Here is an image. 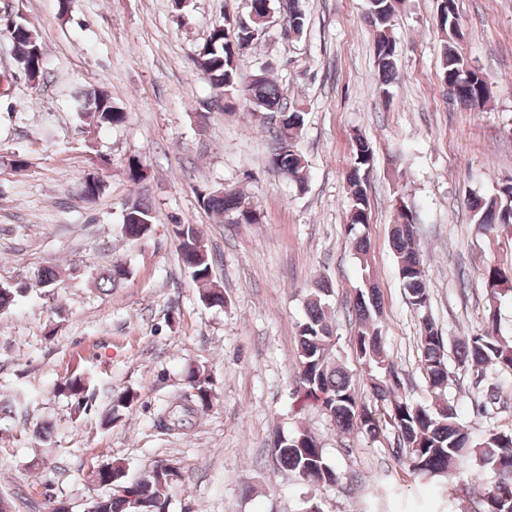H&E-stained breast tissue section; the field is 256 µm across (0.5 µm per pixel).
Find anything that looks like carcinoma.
<instances>
[{
	"label": "carcinoma",
	"instance_id": "1",
	"mask_svg": "<svg viewBox=\"0 0 512 512\" xmlns=\"http://www.w3.org/2000/svg\"><path fill=\"white\" fill-rule=\"evenodd\" d=\"M366 18L373 34L374 59L379 81L387 85L396 75L395 43L391 35L397 0H366ZM288 30H303L306 15L301 0H282ZM437 26L440 42L441 67L439 79L446 91H454L455 104L481 110L491 97V87L481 69L471 65L461 44L465 39L456 9V0H439ZM255 33L231 30V24L211 29L204 53L197 54L195 64L210 87L232 95L238 93L248 102L258 101L262 112H289L291 132L288 139L281 133L274 137L275 146L270 164L293 182L300 190L307 182L306 164L296 146L298 132L303 128L305 112L298 107L283 106L284 94L279 85L263 73L259 80L245 81L238 69L239 55L263 33V25H254ZM35 28L19 17L10 27L0 23V35L7 36L13 55L21 69L29 68L45 74V60L32 51L29 35ZM77 103L99 126H117L125 122L127 112L115 106L112 99L99 88L77 94ZM373 160L370 144L361 136L354 139L352 171L346 174L350 195L348 235L361 264L368 263L369 242L361 233L363 222L369 219L366 186L361 179L368 162ZM202 205L224 216L228 224L244 218L246 224H257L259 218L250 200L233 188L224 194H202ZM403 206L398 210L392 228V251L399 279L412 305L424 308L429 289L424 273L423 258L414 236V225L404 223ZM131 212L139 216L135 223L125 216L121 234L135 241L151 231L155 216L139 200L132 201ZM472 220L482 230L512 236V181L503 183L490 197H476L470 202ZM173 233L178 241L179 256L192 279L202 287L200 299L209 306L224 305V290L213 280L215 259L202 243L194 224H175ZM130 274L128 267L117 263L97 279L96 284L112 287ZM487 292L485 325L481 332L464 336L458 341L459 363L481 375L489 367L512 370V338L502 335L498 328V300L512 294V272L497 264L483 273ZM331 288L326 281L315 284L309 292L305 317L298 325V393L304 401L313 402L342 432L357 430L377 440L387 428L398 430L396 457L416 478L452 475L455 471L473 466L491 475V481L481 498L482 512H512V433L489 429L475 439L458 418V411L446 396L449 379L443 337L434 321L421 322L419 340L421 371L429 388V399L417 403L403 397L401 380L394 362L389 358L380 322L382 317L379 291L371 287L360 290L352 306L357 331V355L369 379L371 401L362 400L352 377L336 360L331 345L334 325L326 303ZM185 390L175 406L162 411L157 425L169 431L181 430L191 418L205 414L215 396L211 373L198 365H190L184 373ZM57 392L70 401L75 411L88 408L91 394L88 378L82 373L71 374L57 385ZM136 395L127 390L117 396L116 404L104 418L107 425L120 419L119 409L132 404ZM272 451L281 467L305 482L316 478L322 485L338 484L343 475L326 460L324 448L306 429L287 436ZM178 470L152 466L138 479L130 480L126 467L112 461L94 472V482L108 489L100 497L98 512H162L170 491L179 484Z\"/></svg>",
	"mask_w": 512,
	"mask_h": 512
}]
</instances>
